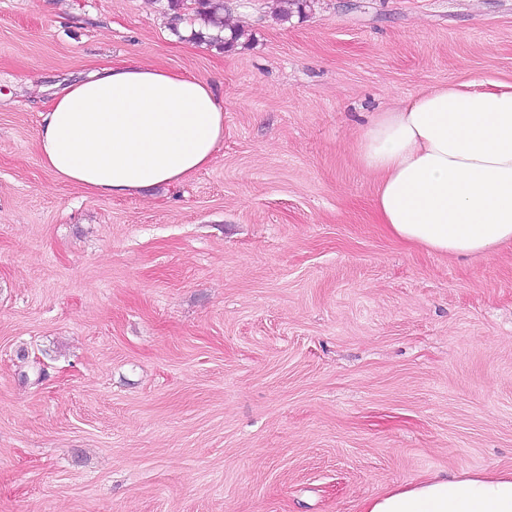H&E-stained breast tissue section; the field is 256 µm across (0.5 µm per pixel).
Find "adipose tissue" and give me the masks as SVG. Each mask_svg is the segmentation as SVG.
Masks as SVG:
<instances>
[{
  "mask_svg": "<svg viewBox=\"0 0 512 512\" xmlns=\"http://www.w3.org/2000/svg\"><path fill=\"white\" fill-rule=\"evenodd\" d=\"M224 108L204 80L138 63L59 91L37 133L44 166L102 196L175 185L209 165ZM377 178L373 209L409 247L466 260L512 246V85H444L377 112L354 144ZM362 512H512V470L429 477Z\"/></svg>",
  "mask_w": 512,
  "mask_h": 512,
  "instance_id": "1",
  "label": "adipose tissue"
}]
</instances>
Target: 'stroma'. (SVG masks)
I'll return each instance as SVG.
<instances>
[{
  "instance_id": "stroma-1",
  "label": "stroma",
  "mask_w": 512,
  "mask_h": 512,
  "mask_svg": "<svg viewBox=\"0 0 512 512\" xmlns=\"http://www.w3.org/2000/svg\"><path fill=\"white\" fill-rule=\"evenodd\" d=\"M0 0V512H361L512 469V248L460 262L373 217L360 126L512 83V0ZM213 84L224 140L126 197L57 180L53 95L127 61ZM196 17L208 27L224 32V0H195Z\"/></svg>"
}]
</instances>
